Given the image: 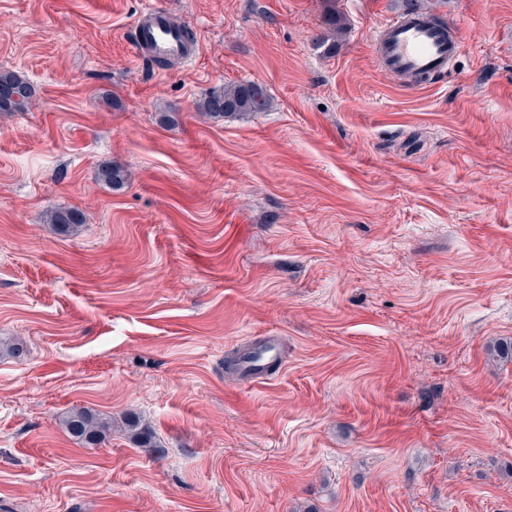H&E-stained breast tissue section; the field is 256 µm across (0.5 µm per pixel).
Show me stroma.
<instances>
[{
	"label": "stroma",
	"mask_w": 512,
	"mask_h": 512,
	"mask_svg": "<svg viewBox=\"0 0 512 512\" xmlns=\"http://www.w3.org/2000/svg\"><path fill=\"white\" fill-rule=\"evenodd\" d=\"M418 3L465 47L412 89L406 0H0V512H512V0ZM155 7L190 62L136 54ZM240 82L270 109L198 111ZM33 96L26 79L11 71H0V112L26 111ZM265 344L255 349L243 362V370L252 382L266 379L267 366L280 362L281 353L274 338H269ZM64 430L85 446L102 444L112 431V422L91 408L72 410L61 420ZM125 430L130 440L139 448H153V433L140 418L130 416L125 420Z\"/></svg>",
	"instance_id": "1"
}]
</instances>
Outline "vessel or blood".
<instances>
[{
  "label": "vessel or blood",
  "mask_w": 512,
  "mask_h": 512,
  "mask_svg": "<svg viewBox=\"0 0 512 512\" xmlns=\"http://www.w3.org/2000/svg\"><path fill=\"white\" fill-rule=\"evenodd\" d=\"M134 43L138 53L149 59L185 60L191 46L184 26L162 9L142 12L134 23ZM382 64L410 75L415 83L447 73L450 63L463 50L459 31L441 30L423 16H393L380 27L374 41ZM281 353L275 339L255 349L243 363V370L252 381L265 380L269 365L279 362Z\"/></svg>",
  "instance_id": "obj_1"
}]
</instances>
